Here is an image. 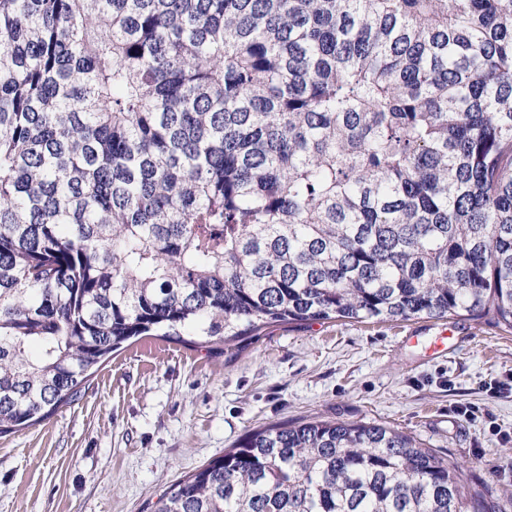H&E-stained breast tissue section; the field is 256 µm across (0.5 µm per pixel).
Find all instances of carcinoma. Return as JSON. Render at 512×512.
I'll list each match as a JSON object with an SVG mask.
<instances>
[{"mask_svg":"<svg viewBox=\"0 0 512 512\" xmlns=\"http://www.w3.org/2000/svg\"><path fill=\"white\" fill-rule=\"evenodd\" d=\"M512 332V0H0V436L142 336ZM161 512H501L381 424L247 434Z\"/></svg>","mask_w":512,"mask_h":512,"instance_id":"cac0c4a2","label":"carcinoma"}]
</instances>
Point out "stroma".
<instances>
[{
  "label": "stroma",
  "mask_w": 512,
  "mask_h": 512,
  "mask_svg": "<svg viewBox=\"0 0 512 512\" xmlns=\"http://www.w3.org/2000/svg\"><path fill=\"white\" fill-rule=\"evenodd\" d=\"M312 419L403 431L466 488L512 486V333L468 319L275 325L213 351L144 339L50 419L0 437V512H157L245 434Z\"/></svg>",
  "instance_id": "obj_1"
}]
</instances>
